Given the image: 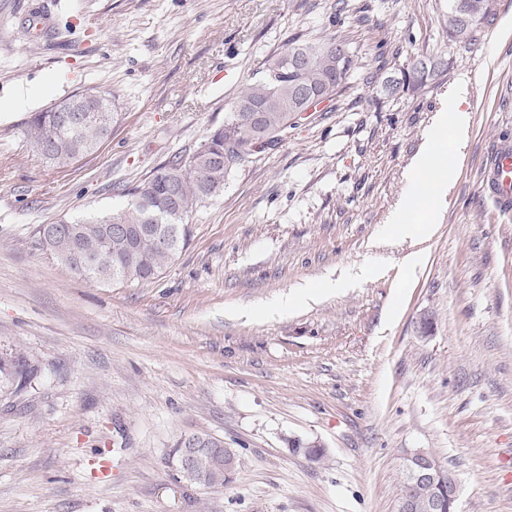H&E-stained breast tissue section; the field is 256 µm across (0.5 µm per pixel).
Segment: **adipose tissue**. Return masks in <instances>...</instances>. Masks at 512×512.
Instances as JSON below:
<instances>
[{"label": "adipose tissue", "instance_id": "obj_1", "mask_svg": "<svg viewBox=\"0 0 512 512\" xmlns=\"http://www.w3.org/2000/svg\"><path fill=\"white\" fill-rule=\"evenodd\" d=\"M464 102L462 94L449 96L444 111L427 136L423 152L410 167L406 202L392 217L397 231L420 234L436 222L441 195L456 170L457 147L465 139L469 126Z\"/></svg>", "mask_w": 512, "mask_h": 512}]
</instances>
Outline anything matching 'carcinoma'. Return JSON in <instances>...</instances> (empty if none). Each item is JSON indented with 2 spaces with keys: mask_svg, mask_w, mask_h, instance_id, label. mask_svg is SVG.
<instances>
[{
  "mask_svg": "<svg viewBox=\"0 0 512 512\" xmlns=\"http://www.w3.org/2000/svg\"><path fill=\"white\" fill-rule=\"evenodd\" d=\"M492 0H448V34L456 42L474 46L481 29L489 22ZM345 55L339 63L337 53ZM304 56L308 63L295 67L289 58ZM447 66L444 60L417 59L399 77H387L383 89L389 96L414 93L426 85L428 78ZM356 70L354 52L336 37L302 42L294 37L272 57L263 76L242 88L231 103L224 127L210 134L189 157H173L156 168L129 194L133 201L123 211L103 217L84 218L63 223L54 236L46 237V225L37 227L39 244L59 263L79 274L89 266L84 279L95 282H144L159 276L188 245L191 215L208 200L224 190L231 168L244 162L256 150L276 146L288 129L295 126L304 95L316 93L332 100L346 90ZM87 108L100 112L112 105V97L96 90L85 95ZM265 105L263 131L270 140L258 142L256 130L242 109L249 105ZM62 113L52 107L38 112L29 122L25 135L32 148L50 165L60 168L77 157L95 150L107 137L116 113L108 121L93 124L79 132L61 127ZM52 132L59 133L53 150L44 144ZM225 156L230 165L216 163ZM124 224L129 235L112 236V225ZM167 234L169 244L157 241L158 231ZM38 374V367L18 352L0 353V392L18 393Z\"/></svg>",
  "mask_w": 512,
  "mask_h": 512,
  "instance_id": "cac0c4a2",
  "label": "carcinoma"
}]
</instances>
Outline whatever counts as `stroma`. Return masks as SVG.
<instances>
[{
  "label": "stroma",
  "mask_w": 512,
  "mask_h": 512,
  "mask_svg": "<svg viewBox=\"0 0 512 512\" xmlns=\"http://www.w3.org/2000/svg\"><path fill=\"white\" fill-rule=\"evenodd\" d=\"M350 3L0 0V347L40 369L0 395V512H396L419 449L459 512H512V214L481 184L512 142V0L470 48L448 0ZM41 9L52 25L30 36ZM334 34L358 56L350 88L233 168L159 277L87 281L41 249L39 225L121 210L192 154L288 39ZM419 57L448 69L387 96ZM459 84L470 124L441 216L393 234ZM89 88L115 103L109 137L49 167L31 117ZM191 434L237 448L229 483L179 478Z\"/></svg>",
  "instance_id": "35a3bbf8"
}]
</instances>
